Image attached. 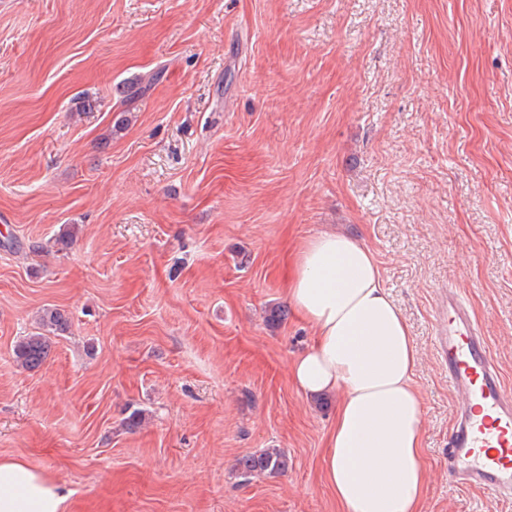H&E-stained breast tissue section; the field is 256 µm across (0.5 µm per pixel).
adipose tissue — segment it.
Wrapping results in <instances>:
<instances>
[{
    "instance_id": "obj_1",
    "label": "adipose tissue",
    "mask_w": 512,
    "mask_h": 512,
    "mask_svg": "<svg viewBox=\"0 0 512 512\" xmlns=\"http://www.w3.org/2000/svg\"><path fill=\"white\" fill-rule=\"evenodd\" d=\"M285 295L314 332L291 366L304 396L336 399L323 475L341 512H422L426 463L417 348L373 251L350 235L302 242ZM64 485L0 459V512H63Z\"/></svg>"
}]
</instances>
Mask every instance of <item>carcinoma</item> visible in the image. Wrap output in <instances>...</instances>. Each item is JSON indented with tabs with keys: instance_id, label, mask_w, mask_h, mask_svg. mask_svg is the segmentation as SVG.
Listing matches in <instances>:
<instances>
[{
	"instance_id": "obj_1",
	"label": "carcinoma",
	"mask_w": 512,
	"mask_h": 512,
	"mask_svg": "<svg viewBox=\"0 0 512 512\" xmlns=\"http://www.w3.org/2000/svg\"><path fill=\"white\" fill-rule=\"evenodd\" d=\"M70 326L66 311L46 307L39 314L37 331L22 337L13 347L15 365L27 372L41 368L48 360L54 338L64 335ZM288 454L282 448H262L238 460L237 471L245 480L261 474H283L288 471Z\"/></svg>"
}]
</instances>
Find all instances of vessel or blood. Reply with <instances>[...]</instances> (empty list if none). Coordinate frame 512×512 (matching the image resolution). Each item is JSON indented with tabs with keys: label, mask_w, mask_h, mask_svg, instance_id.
I'll return each instance as SVG.
<instances>
[{
	"label": "vessel or blood",
	"mask_w": 512,
	"mask_h": 512,
	"mask_svg": "<svg viewBox=\"0 0 512 512\" xmlns=\"http://www.w3.org/2000/svg\"><path fill=\"white\" fill-rule=\"evenodd\" d=\"M448 323L436 336L448 384L459 397L448 439V468L457 485L491 498L512 496V389L494 364L461 291L442 294Z\"/></svg>",
	"instance_id": "vessel-or-blood-1"
}]
</instances>
